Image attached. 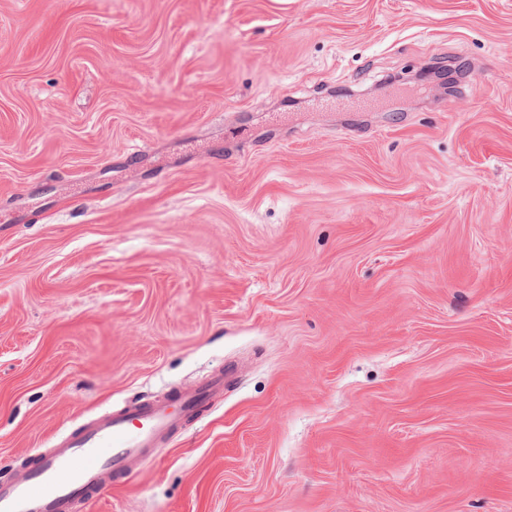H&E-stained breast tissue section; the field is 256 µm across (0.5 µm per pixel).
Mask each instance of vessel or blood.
<instances>
[{
	"mask_svg": "<svg viewBox=\"0 0 512 512\" xmlns=\"http://www.w3.org/2000/svg\"><path fill=\"white\" fill-rule=\"evenodd\" d=\"M223 389L224 377L217 374L174 397L99 415L56 438L37 466L0 483V512H73L78 501L91 498L109 481L129 476L146 449L175 433Z\"/></svg>",
	"mask_w": 512,
	"mask_h": 512,
	"instance_id": "1",
	"label": "vessel or blood"
}]
</instances>
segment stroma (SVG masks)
<instances>
[{"mask_svg": "<svg viewBox=\"0 0 512 512\" xmlns=\"http://www.w3.org/2000/svg\"><path fill=\"white\" fill-rule=\"evenodd\" d=\"M232 365L77 512H512V0H0V480Z\"/></svg>", "mask_w": 512, "mask_h": 512, "instance_id": "35a3bbf8", "label": "stroma"}]
</instances>
